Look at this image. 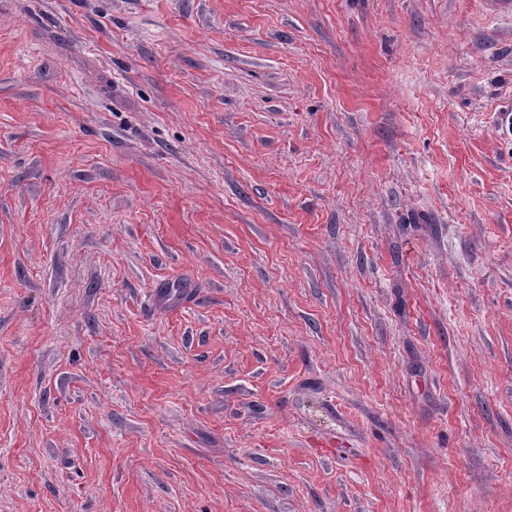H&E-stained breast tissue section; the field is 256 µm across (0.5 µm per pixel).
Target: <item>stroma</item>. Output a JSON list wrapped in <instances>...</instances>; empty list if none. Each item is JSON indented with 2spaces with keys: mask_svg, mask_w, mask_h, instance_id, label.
Listing matches in <instances>:
<instances>
[{
  "mask_svg": "<svg viewBox=\"0 0 512 512\" xmlns=\"http://www.w3.org/2000/svg\"><path fill=\"white\" fill-rule=\"evenodd\" d=\"M504 108L491 0H0V512H512Z\"/></svg>",
  "mask_w": 512,
  "mask_h": 512,
  "instance_id": "1",
  "label": "stroma"
}]
</instances>
